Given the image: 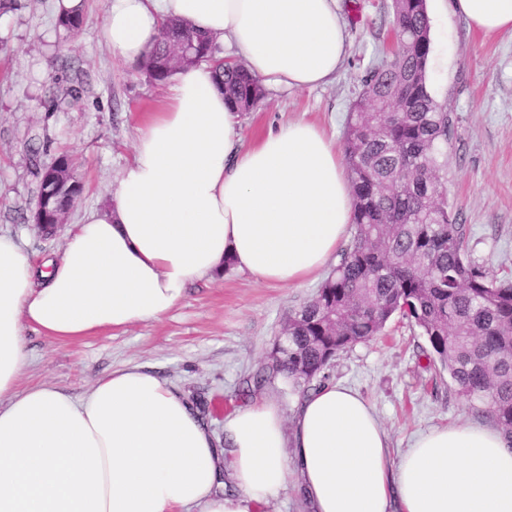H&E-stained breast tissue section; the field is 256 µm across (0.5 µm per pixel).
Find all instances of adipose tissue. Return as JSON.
<instances>
[{"label":"adipose tissue","mask_w":512,"mask_h":512,"mask_svg":"<svg viewBox=\"0 0 512 512\" xmlns=\"http://www.w3.org/2000/svg\"><path fill=\"white\" fill-rule=\"evenodd\" d=\"M485 33L512 31V0H453ZM179 18L240 53L264 84H330L347 57L340 0H107L106 43L137 65ZM137 128L112 204L35 266L0 234V512H256L297 480L311 512H512V441L465 420L392 457L374 408L327 384L285 411L272 398L229 414L216 438L197 409L138 365L82 397L20 387L24 332L55 341L159 321L194 280L226 266L299 284L347 238L343 154L292 122L250 146L206 63L177 70ZM235 490L220 491L222 476Z\"/></svg>","instance_id":"adipose-tissue-1"}]
</instances>
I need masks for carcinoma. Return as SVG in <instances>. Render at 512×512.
I'll use <instances>...</instances> for the list:
<instances>
[{
    "instance_id": "obj_1",
    "label": "carcinoma",
    "mask_w": 512,
    "mask_h": 512,
    "mask_svg": "<svg viewBox=\"0 0 512 512\" xmlns=\"http://www.w3.org/2000/svg\"><path fill=\"white\" fill-rule=\"evenodd\" d=\"M396 54L371 68L349 112L344 153L351 175L354 234L316 295L288 316V347L274 351L291 392L303 394L337 354L381 334L397 316L421 330L456 391L483 404L512 440V280L468 254V232L448 204L439 161L452 116L427 84L431 51L426 0H393ZM210 49L224 101L251 111L259 80L178 20L162 27L142 70L162 83L173 73L170 41ZM47 221L68 211L82 185L69 155L38 172Z\"/></svg>"
}]
</instances>
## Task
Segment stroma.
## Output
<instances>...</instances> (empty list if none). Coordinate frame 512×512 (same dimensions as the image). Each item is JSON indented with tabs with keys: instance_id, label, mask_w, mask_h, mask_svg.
Masks as SVG:
<instances>
[{
	"instance_id": "stroma-1",
	"label": "stroma",
	"mask_w": 512,
	"mask_h": 512,
	"mask_svg": "<svg viewBox=\"0 0 512 512\" xmlns=\"http://www.w3.org/2000/svg\"><path fill=\"white\" fill-rule=\"evenodd\" d=\"M106 0H85L81 29L56 26L53 0H15L0 12V232L16 236L34 263L60 256L64 235L40 236L31 222L37 170L60 153L73 156L85 189L67 223L111 202L110 189L130 158L136 127L163 89L140 68L121 64L104 41ZM430 19L429 90L453 119L448 142V202L469 229V254L497 276L512 273V33L486 36L456 14L451 0H426ZM348 57L335 81L314 89L270 88L242 113L251 144L288 122L317 124L342 140L347 116L369 69L389 54L392 0H341ZM82 80L81 98L68 89ZM321 279L265 286L247 272L189 283L184 303L158 322L58 343L30 331L21 385L48 379L72 395L129 363L158 374L190 400L208 403L204 423L223 434L224 418L264 398L291 408L297 396L272 371L273 350L289 314ZM268 379L254 386L253 376ZM327 382L370 402L400 454L424 431L487 413L458 394L418 328L391 319L380 336L334 357Z\"/></svg>"
}]
</instances>
